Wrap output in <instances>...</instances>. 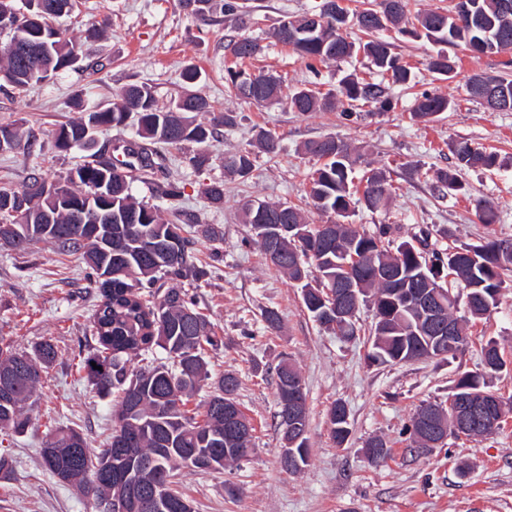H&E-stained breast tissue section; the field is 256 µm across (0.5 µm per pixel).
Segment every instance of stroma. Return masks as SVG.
Returning <instances> with one entry per match:
<instances>
[{"label": "stroma", "instance_id": "1", "mask_svg": "<svg viewBox=\"0 0 512 512\" xmlns=\"http://www.w3.org/2000/svg\"><path fill=\"white\" fill-rule=\"evenodd\" d=\"M245 3L254 22L242 31L218 11L193 17L178 0H78L70 14L52 24L81 42L88 60L103 64L101 77L67 70L23 90L0 87V124L16 125L22 137L36 140L30 152L0 151V186H19L33 171L54 183L86 161L82 148L54 149L52 130L84 118L87 108L112 105L131 84L151 87L162 107L192 90L205 95L215 111L236 112V125L220 129L208 143L164 150L170 180L180 185L184 206L199 217L187 227L195 263L205 273L196 301L224 339L208 352V369L215 379L227 372L238 378L237 400L254 428L248 460L220 473L175 470V485L193 512H512V412L491 436L451 437L425 454L411 452L407 431L422 402H448L458 377L480 370L486 341L495 340L504 360L512 363V270L503 275L507 287L496 308L467 324V344L455 356L375 365L367 359L371 311L361 308L353 341L324 331L305 309L299 288L252 243L241 212L243 202L259 198L298 205L310 223H330V216L309 202L317 163L302 155L301 146L334 136L357 147L372 167L385 170L391 184L387 206L373 212L358 208L355 225L370 232L393 225L397 242L424 227L439 247L452 241L476 243L490 235L512 240V112L489 111L466 89L473 73L503 74L506 55L474 58L464 46L449 47L459 69L447 80L427 67L438 44L397 34L394 51L411 66L414 85L393 88V109L350 120L336 111L301 115L283 100L256 105L227 92L225 70L239 64L228 49L232 39L242 33L259 39L262 55L241 64L280 77L287 93L305 85L324 94L346 74L366 78L373 70L360 56L310 66L273 38L283 14L314 12L322 0ZM91 26L102 28L103 36L88 38ZM188 68L200 72L197 84L184 81ZM425 91L448 96L454 110L426 122L412 119ZM260 129L279 136L280 152L258 154L249 178L226 176L225 152L248 147ZM463 139L496 153L499 165L466 170L462 178L468 195L446 196L436 189L433 175L451 166L453 146ZM193 154L205 156L201 167L188 163ZM211 181L224 184L223 207L211 206L201 194L203 184ZM482 200L498 204L496 224L480 222ZM447 229L451 238H442ZM98 302L99 290L79 255L47 242L22 252L0 246V345L25 350L49 340L60 351L30 401L27 432L0 441V451L14 461L13 475L0 479V512H95L91 499L46 470L40 450L65 426L80 430L91 451L109 442L114 398L99 394L81 368L97 347L92 315ZM267 308L278 312V329L266 327L261 312ZM285 357L300 371L307 393L309 463L297 473L279 465L282 435L274 420V368ZM337 401L346 404L351 428L340 447L328 421V410ZM372 436L382 437L388 448L377 466L364 453Z\"/></svg>", "mask_w": 512, "mask_h": 512}]
</instances>
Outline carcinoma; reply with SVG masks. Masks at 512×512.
Returning a JSON list of instances; mask_svg holds the SVG:
<instances>
[{
    "label": "carcinoma",
    "instance_id": "cac0c4a2",
    "mask_svg": "<svg viewBox=\"0 0 512 512\" xmlns=\"http://www.w3.org/2000/svg\"><path fill=\"white\" fill-rule=\"evenodd\" d=\"M35 18L45 31L37 36L36 27L16 30L10 39L0 43V59L5 69L17 73L14 88H24L35 81L28 75L27 62L36 57L44 70L57 73L71 68L73 53H83L79 43L52 29L49 19L72 11L76 0H35ZM469 7L461 10L458 2L448 11H428L417 16V29L437 44H463L471 54L481 57L512 52V17L503 19L502 0H467ZM339 16L331 15L325 24L313 25L308 16L284 15L274 30V37L292 47L305 61L337 62L359 54L371 61L381 79L367 81L354 75L342 79L336 92L324 95L308 88H298L288 95V107L306 114L341 110L349 116L361 106L371 105L384 112L393 108L392 86L409 82V68L400 64L391 52L390 43L375 39L365 43L348 40L342 31L348 22L372 33L404 23V0H380L378 7H365L353 14L336 6ZM230 51L239 60L250 59L262 51L255 40L241 38L230 43ZM457 62L447 52L440 51L428 63L430 71L452 78ZM227 88L234 96L257 103L277 100L281 94L278 80L271 74L250 73L242 68L227 69ZM512 88V79L484 73L473 74L467 83L468 94L485 101L496 90ZM453 107L448 97L424 92L412 112V117L426 121ZM210 111L206 97L195 93L173 100L169 106H158L150 87L131 84L120 95V101L110 107L88 114V119L71 121L60 126L53 135V145L67 150L70 145L92 151L94 160L84 163L71 173L61 187L63 200H55L32 191L45 183L42 175L31 172L18 187H0V199L11 197L14 212L0 209V245L24 250L36 241H49L59 250L80 254L89 275L99 285L100 300L93 314V328L98 347L84 365L86 378L104 395L119 393L114 404V425L107 447L92 453L84 434L73 428L59 429L52 440L41 449V457L48 472L59 481L72 486L100 505L115 497L126 501V512H151L150 482L158 469L173 476L178 466L200 471H220L234 464L252 451V435L246 434L233 441L226 434L224 414V384L230 383L237 391L238 379L226 374L214 382V390L203 413H190L187 405L210 379L206 354L208 348L218 346L207 316L197 308L193 290L199 287L204 272L192 260V240L184 235L186 224L198 222L197 215L182 209L178 183L166 180L156 185L160 198L170 204L175 221L163 220L155 205L138 201L130 192V183L138 174H156L167 170L166 158L157 151L141 146L124 153L126 160L112 164L108 175H103L101 158L105 146L97 141H82L85 128L119 126L132 118L144 138L165 145L178 146L184 142L205 144L212 139L217 127H232L237 116L226 111L209 122H195L185 117L190 112ZM259 151L275 155L279 138L270 131L261 130L255 136ZM304 154L323 164L310 178L309 196L313 207L336 217L330 240L316 225L309 223L302 210L287 202H263L266 219H261L252 201L243 205L245 223L252 231L251 240L262 251L266 243L257 232L258 224H302L309 236L296 241L287 236L280 242L282 259L276 267L302 290L304 307L311 317L321 319L320 326L340 336L355 335L353 319L344 325H333L324 320L320 311L330 282L340 279L355 280L358 305L370 304L374 312L373 340L368 360L377 365L399 364L422 358L443 359L455 355L467 343L460 334L456 348L439 347L433 336H416L409 332L414 314L406 305L404 296L389 286L376 281L370 274L372 263H394L405 272L423 277V291L432 293L441 288L452 291V281H458L467 290L466 306L469 318L481 319L497 307L504 288L501 271L507 264L499 261L498 251L512 241L490 239L484 243H460L426 252L427 239L416 243L402 241L391 247V227L384 224L369 234L359 231L350 218L355 207L362 204L374 211L386 206L389 188L386 176L375 169L367 170L361 197L353 198L354 170L364 162L362 155L346 142L334 137L312 139L304 143ZM451 167L436 172L439 191L450 195L466 193L460 172L496 166L497 157L483 152L467 140L453 147ZM256 162L251 149L224 153V173L241 178L249 176ZM112 187V212L128 216L133 223L146 229L149 240L142 241L128 232L126 224L96 227L77 224L75 210L70 203H79L90 209H99L98 201L84 198L102 177ZM209 202L224 205V185L211 182L201 188ZM479 219L486 225L498 219L497 205L484 200L478 206ZM112 266V279L99 280L102 269ZM153 348L161 349L173 366L164 363L147 369L132 371L131 360ZM59 357L52 341H44L29 350L0 347V433L20 436L28 427L26 404L36 393L48 369ZM484 372H465L457 380L454 395L470 391H487V378L506 367L497 343L489 341L482 349ZM100 369L93 368V365ZM442 406L428 403L419 408L412 420L413 451L426 452L428 432L448 430L454 434L448 417H429L430 410ZM331 436L336 445L348 441L351 428L349 411L342 402L329 410ZM134 435L132 451H117L120 435ZM109 458L112 476L98 478L94 462ZM138 469L141 483L128 488L120 473L130 465ZM171 508L166 512H192L184 495L175 487L169 488Z\"/></svg>",
    "mask_w": 512,
    "mask_h": 512
}]
</instances>
